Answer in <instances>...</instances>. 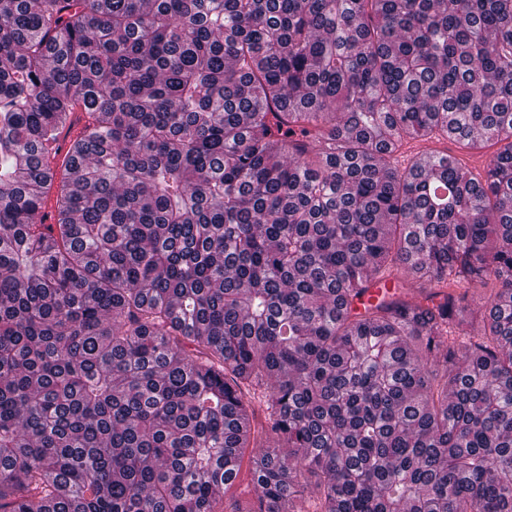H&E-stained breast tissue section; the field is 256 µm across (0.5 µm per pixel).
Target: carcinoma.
<instances>
[{
  "instance_id": "carcinoma-1",
  "label": "carcinoma",
  "mask_w": 512,
  "mask_h": 512,
  "mask_svg": "<svg viewBox=\"0 0 512 512\" xmlns=\"http://www.w3.org/2000/svg\"><path fill=\"white\" fill-rule=\"evenodd\" d=\"M220 487L512 512V0H0V512Z\"/></svg>"
}]
</instances>
